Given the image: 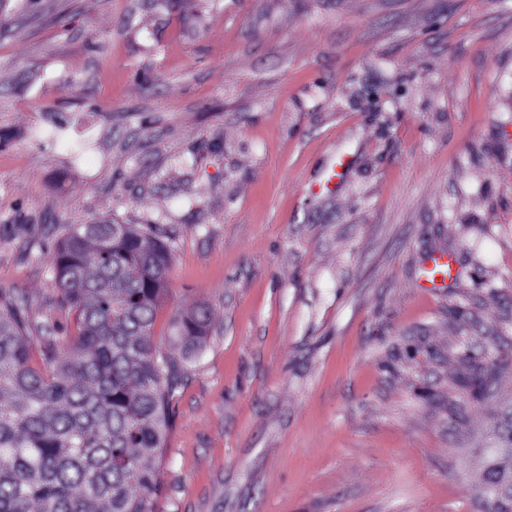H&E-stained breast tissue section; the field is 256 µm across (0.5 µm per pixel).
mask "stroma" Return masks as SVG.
Returning <instances> with one entry per match:
<instances>
[{"instance_id": "35a3bbf8", "label": "stroma", "mask_w": 512, "mask_h": 512, "mask_svg": "<svg viewBox=\"0 0 512 512\" xmlns=\"http://www.w3.org/2000/svg\"><path fill=\"white\" fill-rule=\"evenodd\" d=\"M5 14L0 291L33 338L71 323L57 237L109 219L171 245L164 352L174 311L214 313L154 512H478L484 430L512 400V0ZM467 354L501 363L480 400Z\"/></svg>"}]
</instances>
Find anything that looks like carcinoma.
Segmentation results:
<instances>
[{"label": "carcinoma", "mask_w": 512, "mask_h": 512, "mask_svg": "<svg viewBox=\"0 0 512 512\" xmlns=\"http://www.w3.org/2000/svg\"><path fill=\"white\" fill-rule=\"evenodd\" d=\"M172 251L157 227L96 220L67 224L53 254L57 326L35 362L25 301L0 293V512H153L172 402L213 328L209 305L174 313L162 352L154 325ZM493 367L464 376L474 397ZM480 512H512V403L490 421Z\"/></svg>", "instance_id": "cac0c4a2"}]
</instances>
